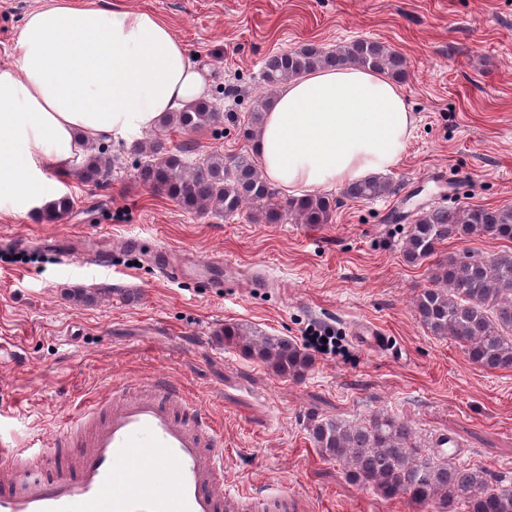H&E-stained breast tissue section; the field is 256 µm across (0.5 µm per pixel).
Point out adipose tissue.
<instances>
[{"label":"adipose tissue","mask_w":512,"mask_h":512,"mask_svg":"<svg viewBox=\"0 0 512 512\" xmlns=\"http://www.w3.org/2000/svg\"><path fill=\"white\" fill-rule=\"evenodd\" d=\"M208 93L156 13L49 0L26 13L0 66V210L53 202L88 144L135 141ZM413 118L400 86L359 67L318 68L278 90L254 141L264 179L291 196L395 167Z\"/></svg>","instance_id":"adipose-tissue-1"}]
</instances>
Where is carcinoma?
<instances>
[{"label": "carcinoma", "mask_w": 512, "mask_h": 512, "mask_svg": "<svg viewBox=\"0 0 512 512\" xmlns=\"http://www.w3.org/2000/svg\"><path fill=\"white\" fill-rule=\"evenodd\" d=\"M345 65L380 71L397 80L406 74L400 53L366 39L327 52L306 44L272 55L262 71L268 95L257 99L248 113V130L259 131L273 92L281 84L316 68ZM220 119L217 108L201 100L167 116L163 126L190 133L215 126ZM134 151L142 158L141 180L188 211L224 216L251 202L259 205L258 218L266 223L285 217L298 224H327L332 219V202L321 194L276 201L275 189L259 176L250 153L228 158L209 155L190 163L169 152L160 139L138 143ZM114 162L107 147L92 144L79 175L98 183L108 179ZM391 192L389 179L377 175L344 186L342 195L350 201H371ZM71 207L70 198L64 195L40 209L41 219L58 223ZM481 235L511 241L512 206L432 207L409 226L403 257L410 264L422 263L445 240ZM433 281L434 287L419 290L414 298L416 317L427 331L459 342L478 366L512 368V250L489 261L450 257L436 265ZM221 336L224 345L259 358L279 376L300 378L310 368V357L284 336H250L236 324L224 325ZM308 430L315 447L344 463L353 481L370 485L387 498L405 494L417 502L437 501L445 507L459 502L465 512H512L511 485L493 480L479 464L459 467L426 452L406 421L377 413L365 423L349 425L312 416Z\"/></svg>", "instance_id": "obj_1"}]
</instances>
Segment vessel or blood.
Instances as JSON below:
<instances>
[{
  "label": "vessel or blood",
  "instance_id": "1",
  "mask_svg": "<svg viewBox=\"0 0 512 512\" xmlns=\"http://www.w3.org/2000/svg\"><path fill=\"white\" fill-rule=\"evenodd\" d=\"M182 390L163 378L130 383L84 405L42 453L71 452L52 476L0 445V512H286L288 494L224 487L221 428L209 414L177 410Z\"/></svg>",
  "mask_w": 512,
  "mask_h": 512
}]
</instances>
